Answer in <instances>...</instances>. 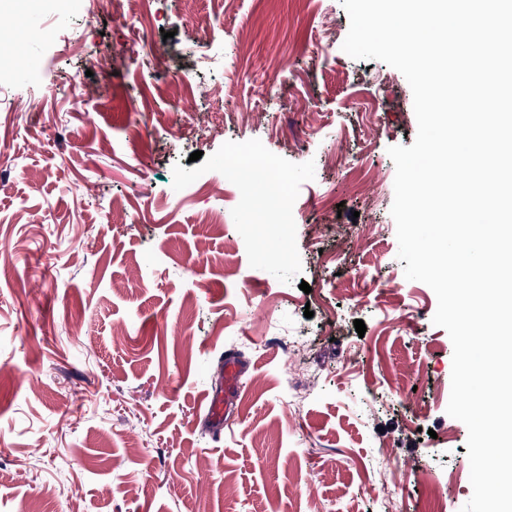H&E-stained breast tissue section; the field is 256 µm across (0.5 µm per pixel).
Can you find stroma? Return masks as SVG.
Returning a JSON list of instances; mask_svg holds the SVG:
<instances>
[{
	"label": "stroma",
	"instance_id": "obj_1",
	"mask_svg": "<svg viewBox=\"0 0 512 512\" xmlns=\"http://www.w3.org/2000/svg\"><path fill=\"white\" fill-rule=\"evenodd\" d=\"M67 2L0 7V512H461L453 345L391 216L403 74L343 52L341 0ZM242 182L255 190L259 197L265 199H280V186L270 178L263 170L245 163L238 170ZM242 367L232 356L224 359V383L210 397L208 407L209 420L214 431L220 435L223 417L228 413L231 393L237 389Z\"/></svg>",
	"mask_w": 512,
	"mask_h": 512
}]
</instances>
